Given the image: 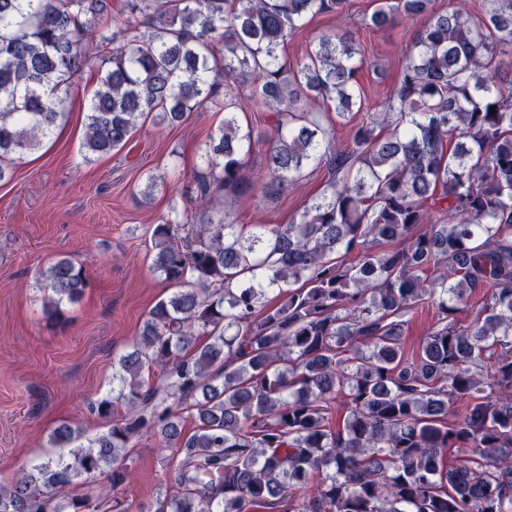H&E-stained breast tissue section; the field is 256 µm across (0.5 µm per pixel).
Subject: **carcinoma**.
Returning a JSON list of instances; mask_svg holds the SVG:
<instances>
[{
    "label": "carcinoma",
    "instance_id": "obj_1",
    "mask_svg": "<svg viewBox=\"0 0 512 512\" xmlns=\"http://www.w3.org/2000/svg\"><path fill=\"white\" fill-rule=\"evenodd\" d=\"M434 2L379 0L365 17L425 22L384 112L354 124L355 31L295 63L282 54L348 0H126L118 26L112 0H0V181L64 119L88 69L87 160L153 114L179 125L224 112L179 183L185 206L153 229L152 268L172 292L113 358L112 396L90 402L125 413L85 444L55 428L68 453L1 485L0 512H98L108 497L128 512L111 494L144 434L177 459L154 512H512V0L480 14ZM242 89L271 135L242 128ZM262 144L265 172L249 177L244 158ZM309 169L327 173L323 195L245 234L229 201L283 194ZM43 281L51 314L88 286L69 256ZM275 290L284 300L269 309ZM423 303L438 319L409 355L404 316ZM338 398L348 414L333 428ZM458 399L469 406L450 424Z\"/></svg>",
    "mask_w": 512,
    "mask_h": 512
}]
</instances>
